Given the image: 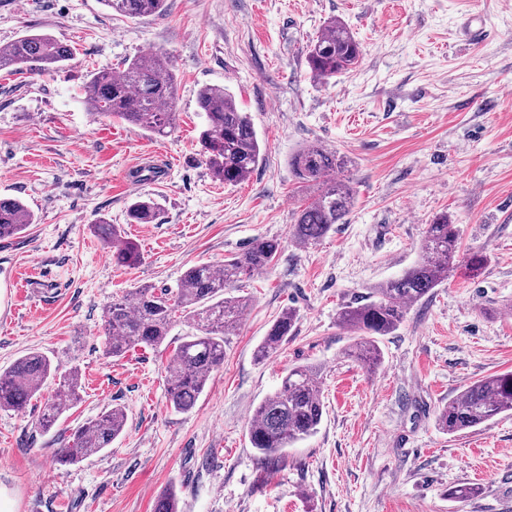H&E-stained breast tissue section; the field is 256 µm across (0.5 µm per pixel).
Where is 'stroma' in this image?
Instances as JSON below:
<instances>
[{
  "instance_id": "stroma-1",
  "label": "stroma",
  "mask_w": 512,
  "mask_h": 512,
  "mask_svg": "<svg viewBox=\"0 0 512 512\" xmlns=\"http://www.w3.org/2000/svg\"><path fill=\"white\" fill-rule=\"evenodd\" d=\"M482 20L463 32L468 14ZM360 41L361 64L324 83L307 47L329 18ZM29 31L71 44L49 74L0 72V196L36 222L0 240V370L29 351L82 373L81 399L50 431L39 419L58 382L21 411L0 410V512H153L175 488L179 512H512V415L450 436L439 408L466 385L512 370V0H168L145 18L101 0H0V47ZM154 50L169 54L177 126L166 137L82 102L88 74ZM221 85L252 119L265 152L244 182L216 181L200 156L199 89ZM321 144L347 156L356 204L308 247L288 236L317 193L288 160ZM154 199L153 224L126 211ZM460 228L459 266L380 339L367 371L340 309L419 259L433 217ZM120 225L142 254L113 263L97 221ZM259 238L280 249L234 293L250 304L224 339V365L194 408L175 412L171 344L106 357L104 312L135 288L177 287L187 268L223 265ZM296 330L265 361L255 351L282 310ZM322 380L316 434L262 464L248 427L288 371ZM127 426L101 454L61 465L79 424L112 406ZM477 487L460 500L451 488Z\"/></svg>"
}]
</instances>
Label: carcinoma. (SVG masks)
<instances>
[{
  "instance_id": "carcinoma-1",
  "label": "carcinoma",
  "mask_w": 512,
  "mask_h": 512,
  "mask_svg": "<svg viewBox=\"0 0 512 512\" xmlns=\"http://www.w3.org/2000/svg\"><path fill=\"white\" fill-rule=\"evenodd\" d=\"M111 12L143 18L161 12L166 0H101ZM74 55L73 48L43 32H27L13 44L0 48V71L22 66L45 73L61 69ZM360 43L347 25L335 18L312 40L307 63L314 78L327 82L358 65ZM83 103L94 115L115 117L158 136L170 134L176 124L175 77L168 57L161 51L137 56L118 72L88 75L83 85ZM197 107L205 115L199 140L204 163L212 176L226 185L245 181L259 165L262 143L247 113L222 86H205L197 93ZM347 164L346 156L321 145L303 148L291 156L289 166L296 177L320 186L318 194L299 207L289 227L291 240L308 246L346 223L355 196L338 177ZM129 224H151L157 219L156 204L149 199L133 201L126 213ZM35 223L34 214L18 199L0 197V239L23 234ZM95 229L112 249L120 266L141 261L137 245L121 236L113 224L95 223ZM460 231L448 213L437 214L424 232L419 260L401 276L369 289L358 302L344 306L338 323L354 336L352 356L369 369L381 360L378 338L393 334L407 310L431 295L433 288L448 280L456 268ZM280 248L273 239H257L243 254L216 268L194 265L186 270L174 292L158 293L150 286L134 291V299H116L104 316L105 355L119 358L135 347L154 348L170 336L177 320L189 324L195 333L181 339L172 354L173 368L168 381V400L177 412L190 411L214 372L224 364V337L239 325L246 301L227 290L252 272L266 267ZM296 311L288 309L275 320L256 356L266 359L292 336ZM59 367L48 357L30 351L0 373V410H22ZM319 370L297 366L288 371L281 387L255 408L248 429L249 441L270 468L279 465L288 448L317 433L324 404ZM82 388L81 374L71 368L64 375L62 394L48 401L39 425L49 430L70 406ZM512 414V373L487 376L466 386L437 415L439 428L456 435ZM127 416L114 406L80 425L72 442L59 450V461L67 464L94 456L110 447L124 431ZM154 512H178L173 490L162 493Z\"/></svg>"
}]
</instances>
